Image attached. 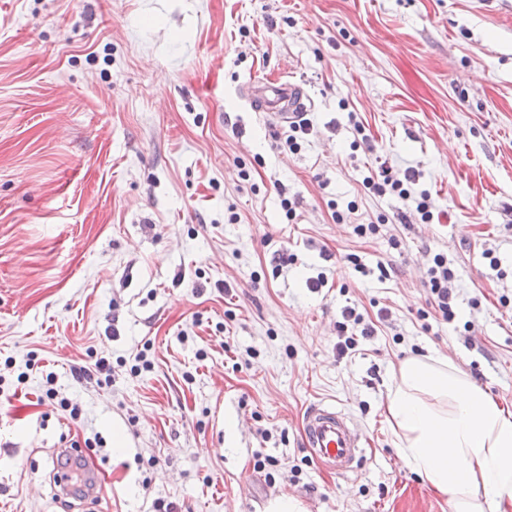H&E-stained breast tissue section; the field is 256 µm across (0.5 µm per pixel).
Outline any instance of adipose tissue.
<instances>
[{
  "mask_svg": "<svg viewBox=\"0 0 512 512\" xmlns=\"http://www.w3.org/2000/svg\"><path fill=\"white\" fill-rule=\"evenodd\" d=\"M385 408L397 451L451 512H512V410L448 360H403Z\"/></svg>",
  "mask_w": 512,
  "mask_h": 512,
  "instance_id": "obj_1",
  "label": "adipose tissue"
}]
</instances>
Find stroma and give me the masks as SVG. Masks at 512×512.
Returning a JSON list of instances; mask_svg holds the SVG:
<instances>
[{"label": "stroma", "instance_id": "35a3bbf8", "mask_svg": "<svg viewBox=\"0 0 512 512\" xmlns=\"http://www.w3.org/2000/svg\"><path fill=\"white\" fill-rule=\"evenodd\" d=\"M280 73L312 101L294 152L238 97ZM382 164L415 172L431 223L363 186ZM433 253L456 274L450 324L418 317ZM348 304L379 332L340 359ZM143 350L154 369L131 376ZM427 355L512 409V0H0V512H267L283 494L450 512L384 406L399 363ZM101 357L108 381L72 377ZM322 402L365 440L356 473L304 447ZM87 439L101 490L69 511L53 452ZM258 455L282 463L274 484Z\"/></svg>", "mask_w": 512, "mask_h": 512}]
</instances>
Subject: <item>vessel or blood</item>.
<instances>
[{
	"mask_svg": "<svg viewBox=\"0 0 512 512\" xmlns=\"http://www.w3.org/2000/svg\"><path fill=\"white\" fill-rule=\"evenodd\" d=\"M245 97L253 111L271 113L286 123L298 121L309 102L302 86L283 75L251 86ZM302 427L307 451L323 467L340 476L359 468L365 449L348 417L334 405H312Z\"/></svg>",
	"mask_w": 512,
	"mask_h": 512,
	"instance_id": "1",
	"label": "vessel or blood"
}]
</instances>
